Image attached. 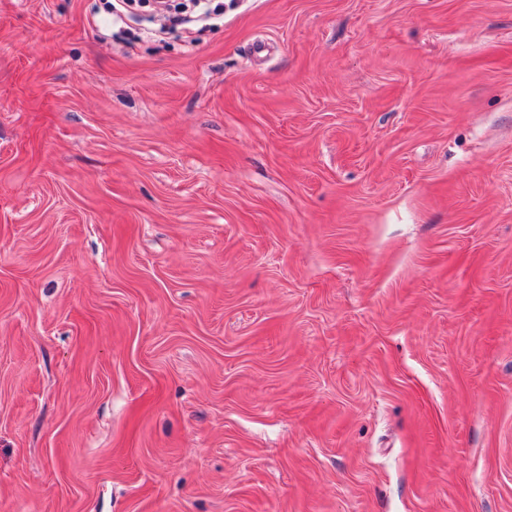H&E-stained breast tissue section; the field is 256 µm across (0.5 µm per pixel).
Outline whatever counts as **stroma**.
I'll use <instances>...</instances> for the list:
<instances>
[{"instance_id":"1","label":"stroma","mask_w":512,"mask_h":512,"mask_svg":"<svg viewBox=\"0 0 512 512\" xmlns=\"http://www.w3.org/2000/svg\"><path fill=\"white\" fill-rule=\"evenodd\" d=\"M0 0V512H512V0Z\"/></svg>"}]
</instances>
